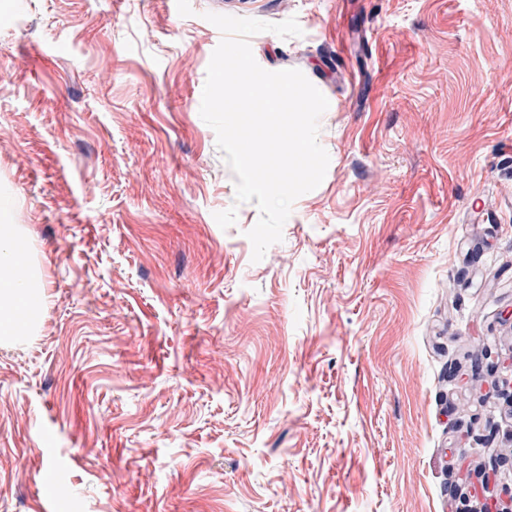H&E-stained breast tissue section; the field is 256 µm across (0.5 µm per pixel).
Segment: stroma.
Returning a JSON list of instances; mask_svg holds the SVG:
<instances>
[{
	"mask_svg": "<svg viewBox=\"0 0 512 512\" xmlns=\"http://www.w3.org/2000/svg\"><path fill=\"white\" fill-rule=\"evenodd\" d=\"M215 12L296 18L254 58L329 101L258 262ZM0 211L41 287L0 512L51 470L72 512H512V0H0Z\"/></svg>",
	"mask_w": 512,
	"mask_h": 512,
	"instance_id": "obj_1",
	"label": "stroma"
}]
</instances>
